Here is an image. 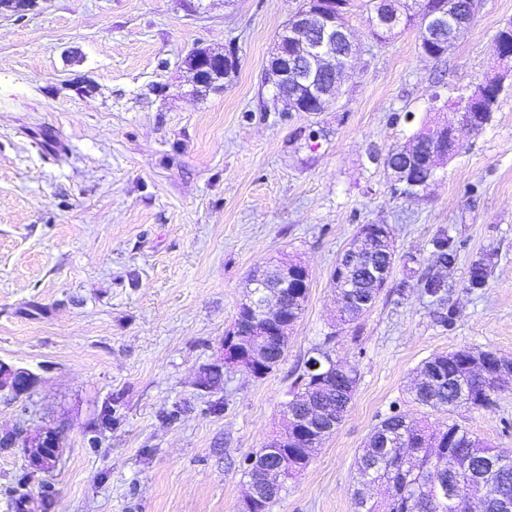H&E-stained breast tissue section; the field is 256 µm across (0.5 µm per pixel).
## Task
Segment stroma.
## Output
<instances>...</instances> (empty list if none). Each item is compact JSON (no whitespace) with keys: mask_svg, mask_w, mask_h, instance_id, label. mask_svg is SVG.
<instances>
[{"mask_svg":"<svg viewBox=\"0 0 512 512\" xmlns=\"http://www.w3.org/2000/svg\"><path fill=\"white\" fill-rule=\"evenodd\" d=\"M302 4L33 0L0 12V360L39 377L30 395L0 399V438L62 433L46 473L0 449V512L20 488L25 512H239L247 458L282 433V405L319 347L358 384L273 512H354L356 459L397 412L512 448V385L493 409L447 414L408 393L437 353L512 359V87L482 131H459L423 195L394 196L386 167L491 71L512 0H477L439 59L411 30L374 40L354 9L362 54L336 101L278 112L263 75ZM197 48L235 53L225 88L189 82ZM50 129L65 142L53 154ZM364 224L389 226L396 262L372 310L341 325L330 273ZM440 240L453 256L442 267ZM273 260L310 273L285 358L201 388L249 274ZM433 275L442 297L424 289Z\"/></svg>","mask_w":512,"mask_h":512,"instance_id":"stroma-1","label":"stroma"}]
</instances>
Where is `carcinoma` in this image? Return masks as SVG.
<instances>
[{
    "mask_svg": "<svg viewBox=\"0 0 512 512\" xmlns=\"http://www.w3.org/2000/svg\"><path fill=\"white\" fill-rule=\"evenodd\" d=\"M342 280V300L338 313L341 323L358 320L371 309L379 294L376 288H354L350 270L334 268ZM295 289H288L281 307L289 319L298 320L304 304L295 302ZM467 350L460 349L431 356L420 366L428 375L421 385L410 387L413 400L435 412L447 413L458 407L491 409L498 387L466 372ZM336 383L326 387L315 380L309 369L300 374L297 392L288 400L282 415L288 418V433L281 435L279 452L288 456V474L277 483L269 478L277 466L270 449L253 455L255 461L245 470L248 485L254 489L251 506L241 512H272L289 479L311 461L307 446H321L329 436L325 429L341 422L351 402L358 374L353 366L334 368ZM387 485L381 500L357 497L358 512H459L451 498L463 492L477 495L490 486L494 495L485 500L484 512H503L501 504H512V450L492 448L456 423L428 425L414 423L401 414L387 417L376 425L356 462V482L365 478Z\"/></svg>",
    "mask_w": 512,
    "mask_h": 512,
    "instance_id": "obj_1",
    "label": "carcinoma"
}]
</instances>
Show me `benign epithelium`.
I'll return each mask as SVG.
<instances>
[{"label":"benign epithelium","mask_w":512,"mask_h":512,"mask_svg":"<svg viewBox=\"0 0 512 512\" xmlns=\"http://www.w3.org/2000/svg\"><path fill=\"white\" fill-rule=\"evenodd\" d=\"M350 6L349 0H308L286 23L268 64V79L275 91V100L284 103L290 112H322L336 98L341 81L347 72L349 62L358 52L352 31L345 22ZM465 16L457 17L448 25L447 14L429 10L422 0H372L368 11V26L375 39L390 37L395 30L404 27L405 18L415 14L420 18L422 28L431 41L448 37L457 39L469 26L475 14V3L466 7ZM496 65L485 81L478 85L461 102L456 110L458 122L472 132L481 131L487 113L495 110L504 90L505 82L512 76V70L503 63V58L512 49V28L502 30L494 39ZM191 81L199 92L209 90L216 80L207 75L219 71L220 79H229L237 67L232 53L219 54L206 49H197L185 59ZM431 146L428 154L421 157L415 146L419 139L402 145L391 153L387 167L391 171L392 186L400 195L415 198L428 189L440 161L456 154L461 143L456 129L451 124L438 123L432 136H423ZM352 250L359 254L380 252L379 262L368 259L366 270L372 276V284L383 288L393 266L394 250L390 232L385 224H366L358 232ZM277 287L286 289L292 283L305 287L309 272L301 264H280L275 267ZM250 296L241 304V312L256 325L257 343L251 345V354H257L258 344L266 336H284L288 323L268 325L280 305L270 291L268 271H257L250 275ZM468 369L483 378H490L500 386L512 381V363L499 359L495 372L488 371L487 364L469 361ZM37 375L27 369L15 367L0 360V397L19 398L28 394ZM29 466L35 471L46 470L56 462L61 452V432L47 430L29 434L22 439Z\"/></svg>","instance_id":"benign-epithelium-1"}]
</instances>
